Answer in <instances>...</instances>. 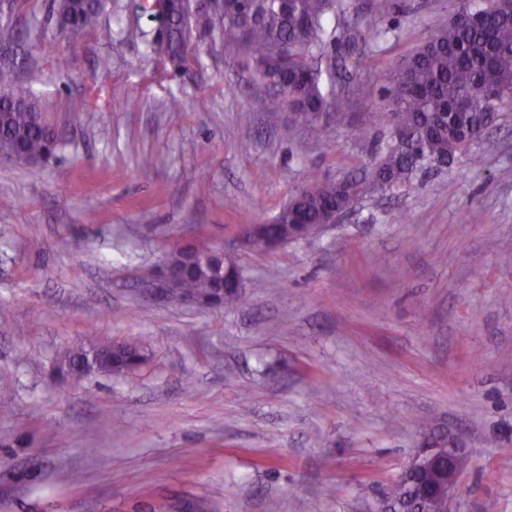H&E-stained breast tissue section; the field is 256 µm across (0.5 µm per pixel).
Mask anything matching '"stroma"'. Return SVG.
<instances>
[{
	"instance_id": "stroma-1",
	"label": "stroma",
	"mask_w": 512,
	"mask_h": 512,
	"mask_svg": "<svg viewBox=\"0 0 512 512\" xmlns=\"http://www.w3.org/2000/svg\"><path fill=\"white\" fill-rule=\"evenodd\" d=\"M346 2L357 23L329 17L319 63L347 123L316 140L209 37L164 61L154 0H108L111 39L78 44L51 0H0L17 34L0 65L41 72L58 142L38 164L0 157V512H372L433 429L468 457L456 512H512V107L475 146L483 167L416 173L304 240L243 236L310 174L370 172L390 73L456 9ZM93 83L107 103L76 118ZM199 237L243 270L235 308L149 293ZM92 330L145 364L74 376L62 357Z\"/></svg>"
}]
</instances>
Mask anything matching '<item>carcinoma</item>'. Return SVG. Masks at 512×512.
Instances as JSON below:
<instances>
[{
    "label": "carcinoma",
    "mask_w": 512,
    "mask_h": 512,
    "mask_svg": "<svg viewBox=\"0 0 512 512\" xmlns=\"http://www.w3.org/2000/svg\"><path fill=\"white\" fill-rule=\"evenodd\" d=\"M494 2L488 10L476 0H458L460 19L437 17L428 42L391 73L387 103L379 113L387 145L372 172L350 182L310 175L291 206L264 226V236L286 238L296 224H323L354 202L405 184L416 172L443 161L451 164L459 154H469L473 167L484 164L483 154L470 152V133L494 123L500 110L512 104V0ZM51 8L56 18L66 21L63 33L68 40L111 38L99 25L105 0H52ZM346 11L342 0H224L223 15L216 18L193 7L191 0H179V9L168 19L165 41L175 65L186 61L200 35L237 50L269 86L263 109L294 113L318 140L323 128L316 113H330L338 125L346 119L347 99L316 62L330 40L328 16ZM40 80V72L32 70L20 84L13 70L0 68V152L13 151L24 162L56 149L47 126L35 115L37 105L30 95V87ZM103 96V87L89 86L74 112L79 117L88 113ZM212 251L213 246L200 240L191 252L176 249L170 254L169 268L179 274L176 291L204 299L213 308L231 306L240 299L239 290L226 288L223 300L215 299L218 272L200 261ZM90 349L109 353L112 344L80 340L69 352V364L81 362ZM144 362L141 348L128 345L103 361L100 370L126 374ZM383 502L387 512H424L414 485L401 479L383 495Z\"/></svg>",
    "instance_id": "cac0c4a2"
}]
</instances>
